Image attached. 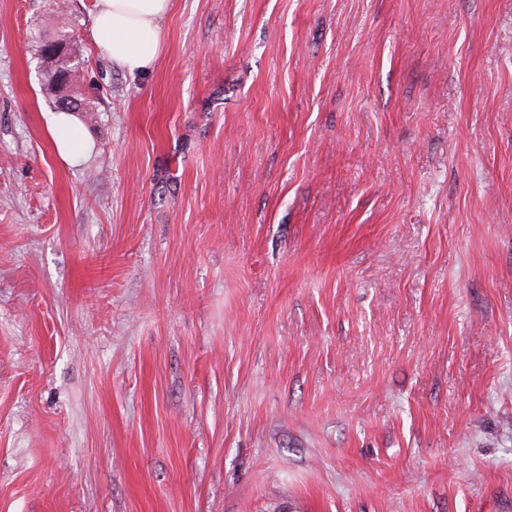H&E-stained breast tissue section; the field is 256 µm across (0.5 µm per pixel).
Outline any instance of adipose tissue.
<instances>
[{
  "label": "adipose tissue",
  "mask_w": 512,
  "mask_h": 512,
  "mask_svg": "<svg viewBox=\"0 0 512 512\" xmlns=\"http://www.w3.org/2000/svg\"><path fill=\"white\" fill-rule=\"evenodd\" d=\"M171 0H95L91 37L112 66L129 76L149 70L160 51V21ZM54 150L68 165L84 162L90 139L78 119L66 112L46 119Z\"/></svg>",
  "instance_id": "1"
}]
</instances>
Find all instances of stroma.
Here are the masks:
<instances>
[{"label": "stroma", "mask_w": 512, "mask_h": 512, "mask_svg": "<svg viewBox=\"0 0 512 512\" xmlns=\"http://www.w3.org/2000/svg\"><path fill=\"white\" fill-rule=\"evenodd\" d=\"M94 2L0 0V512H512V0ZM171 0H95L91 37L112 66L135 77L160 51V20ZM70 112H48L45 121L55 153L68 165H80L90 150V139L78 119Z\"/></svg>", "instance_id": "obj_1"}]
</instances>
